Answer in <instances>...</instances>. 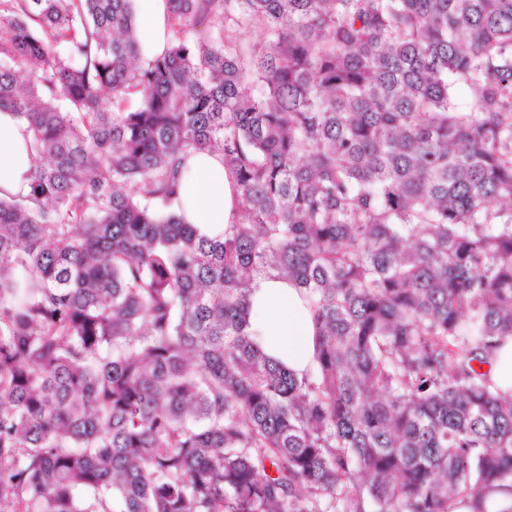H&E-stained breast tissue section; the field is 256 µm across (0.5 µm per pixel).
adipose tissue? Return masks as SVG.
Listing matches in <instances>:
<instances>
[{
	"instance_id": "obj_1",
	"label": "adipose tissue",
	"mask_w": 512,
	"mask_h": 512,
	"mask_svg": "<svg viewBox=\"0 0 512 512\" xmlns=\"http://www.w3.org/2000/svg\"><path fill=\"white\" fill-rule=\"evenodd\" d=\"M134 2L141 20L142 58L148 61L167 41L166 4L165 0ZM22 128L15 115L0 110V195L20 192L34 164ZM172 210L207 236L237 220L236 189L221 154L204 152L189 159ZM249 322L267 356L298 374L312 366L315 327L303 289L284 279L258 277Z\"/></svg>"
}]
</instances>
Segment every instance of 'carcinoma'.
Masks as SVG:
<instances>
[{"instance_id":"cac0c4a2","label":"carcinoma","mask_w":512,"mask_h":512,"mask_svg":"<svg viewBox=\"0 0 512 512\" xmlns=\"http://www.w3.org/2000/svg\"><path fill=\"white\" fill-rule=\"evenodd\" d=\"M166 12L143 66L132 0H0L35 158L0 197V512H512L482 370L512 340V0ZM205 151L239 192L214 237L170 210ZM272 272L313 312L300 377L248 330Z\"/></svg>"}]
</instances>
